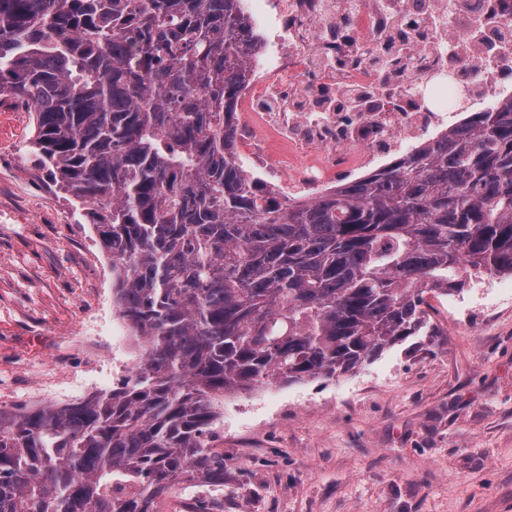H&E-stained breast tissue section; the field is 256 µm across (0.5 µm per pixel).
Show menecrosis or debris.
Listing matches in <instances>:
<instances>
[{"label":"necrosis or debris","mask_w":512,"mask_h":512,"mask_svg":"<svg viewBox=\"0 0 512 512\" xmlns=\"http://www.w3.org/2000/svg\"><path fill=\"white\" fill-rule=\"evenodd\" d=\"M263 40L236 144L284 197L512 98V0H248Z\"/></svg>","instance_id":"1"}]
</instances>
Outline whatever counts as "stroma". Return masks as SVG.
<instances>
[{"mask_svg": "<svg viewBox=\"0 0 512 512\" xmlns=\"http://www.w3.org/2000/svg\"><path fill=\"white\" fill-rule=\"evenodd\" d=\"M0 106V406L117 385L138 348L112 262ZM429 322L354 370L226 394L211 512H512V273L425 293Z\"/></svg>", "mask_w": 512, "mask_h": 512, "instance_id": "stroma-1", "label": "stroma"}]
</instances>
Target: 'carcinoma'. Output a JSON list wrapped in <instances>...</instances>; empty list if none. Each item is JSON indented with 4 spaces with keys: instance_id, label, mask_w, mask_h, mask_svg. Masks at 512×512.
<instances>
[{
    "instance_id": "obj_1",
    "label": "carcinoma",
    "mask_w": 512,
    "mask_h": 512,
    "mask_svg": "<svg viewBox=\"0 0 512 512\" xmlns=\"http://www.w3.org/2000/svg\"><path fill=\"white\" fill-rule=\"evenodd\" d=\"M258 46L242 0H0V102L91 206L139 344L108 392L0 407V512H158L222 484L224 394L349 372L422 327L426 291L512 273V100L294 202L234 149Z\"/></svg>"
}]
</instances>
